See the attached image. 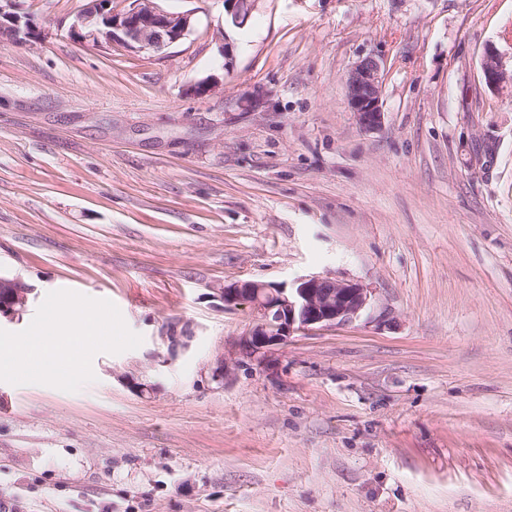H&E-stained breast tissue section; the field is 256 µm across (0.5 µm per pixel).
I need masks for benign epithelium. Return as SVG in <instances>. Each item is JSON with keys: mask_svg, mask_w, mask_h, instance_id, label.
<instances>
[{"mask_svg": "<svg viewBox=\"0 0 512 512\" xmlns=\"http://www.w3.org/2000/svg\"><path fill=\"white\" fill-rule=\"evenodd\" d=\"M88 0L77 15L71 35L94 46L121 43L127 50L141 52L161 49L183 39L192 27L189 13L160 10L155 0ZM255 0H224L235 25L248 19ZM45 33L36 29L31 18L0 4V46L36 42ZM383 64L368 56L357 61L346 78V92L361 129L381 126ZM481 69L486 86L496 89L512 81L502 67L498 53L485 51ZM32 288L19 278L0 276V319L18 320L25 311ZM224 304L247 303L252 321L236 342V363L264 361L290 336L300 330L332 328L351 323L372 307V292L358 283L319 276L301 277L292 284L269 285L241 281L224 287Z\"/></svg>", "mask_w": 512, "mask_h": 512, "instance_id": "obj_1", "label": "benign epithelium"}]
</instances>
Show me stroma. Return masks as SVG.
<instances>
[{
	"mask_svg": "<svg viewBox=\"0 0 512 512\" xmlns=\"http://www.w3.org/2000/svg\"><path fill=\"white\" fill-rule=\"evenodd\" d=\"M85 4L13 0L46 38L0 46V275L33 289L0 335L63 292L118 335L0 379L8 512H512V85L481 71L512 0H157L194 26L135 53L74 40ZM303 276L373 308L218 376L252 318L222 287ZM383 64L368 56L357 61L346 78V92L361 129L369 131L381 126L384 110L382 99Z\"/></svg>",
	"mask_w": 512,
	"mask_h": 512,
	"instance_id": "obj_1",
	"label": "stroma"
}]
</instances>
